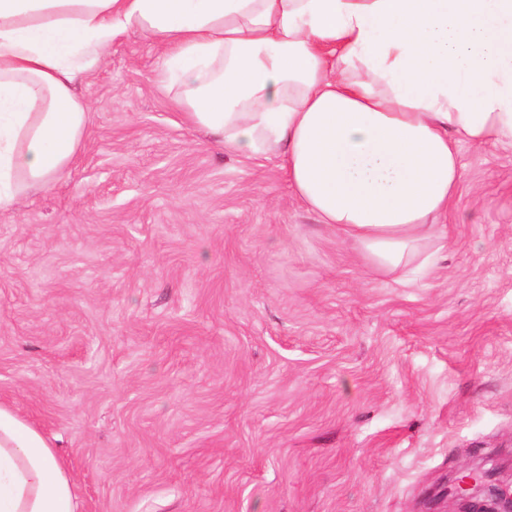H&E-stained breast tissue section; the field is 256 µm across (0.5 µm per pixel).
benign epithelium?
Segmentation results:
<instances>
[{"mask_svg": "<svg viewBox=\"0 0 512 512\" xmlns=\"http://www.w3.org/2000/svg\"><path fill=\"white\" fill-rule=\"evenodd\" d=\"M500 467H474L448 476L443 492L431 496L460 505V512H512V495L500 483Z\"/></svg>", "mask_w": 512, "mask_h": 512, "instance_id": "7a95c632", "label": "benign epithelium"}]
</instances>
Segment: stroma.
I'll list each match as a JSON object with an SVG mask.
<instances>
[{
  "label": "stroma",
  "instance_id": "35a3bbf8",
  "mask_svg": "<svg viewBox=\"0 0 512 512\" xmlns=\"http://www.w3.org/2000/svg\"><path fill=\"white\" fill-rule=\"evenodd\" d=\"M66 173L0 209V402L77 512H427L512 462V143H458L416 286L320 224L279 159L187 123L131 31L78 84Z\"/></svg>",
  "mask_w": 512,
  "mask_h": 512
}]
</instances>
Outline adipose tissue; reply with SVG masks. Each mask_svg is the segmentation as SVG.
I'll return each mask as SVG.
<instances>
[{
	"label": "adipose tissue",
	"instance_id": "adipose-tissue-1",
	"mask_svg": "<svg viewBox=\"0 0 512 512\" xmlns=\"http://www.w3.org/2000/svg\"><path fill=\"white\" fill-rule=\"evenodd\" d=\"M131 30L162 47L190 124L281 158L378 273L435 263L453 136L512 142V0H0V208L65 171L90 110L76 81ZM78 500L52 442L0 403V512Z\"/></svg>",
	"mask_w": 512,
	"mask_h": 512
}]
</instances>
